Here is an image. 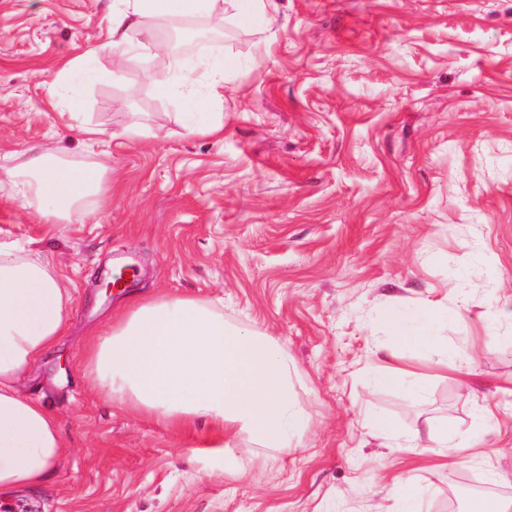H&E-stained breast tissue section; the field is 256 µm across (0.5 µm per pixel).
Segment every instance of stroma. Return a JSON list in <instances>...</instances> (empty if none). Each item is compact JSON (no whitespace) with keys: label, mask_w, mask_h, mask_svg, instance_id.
<instances>
[{"label":"stroma","mask_w":512,"mask_h":512,"mask_svg":"<svg viewBox=\"0 0 512 512\" xmlns=\"http://www.w3.org/2000/svg\"><path fill=\"white\" fill-rule=\"evenodd\" d=\"M113 0H0V157L34 145L84 158L49 84L106 35ZM272 25L226 23L224 136L188 134L157 95L154 51L100 58L73 89L112 132L99 163L112 197L95 222L49 232L0 185V227L52 261L72 290L69 330L25 391L58 418L68 452L14 512H448V483L512 499V0H276ZM139 126L140 138H123ZM138 277L99 288L113 268ZM224 300V317L272 337L295 372L298 447L206 451L211 428L149 421L99 397L87 346L130 296ZM447 312L434 367L392 346L380 316ZM424 377L382 388L378 366ZM469 434L457 463L396 454L366 419Z\"/></svg>","instance_id":"35a3bbf8"}]
</instances>
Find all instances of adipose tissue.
Instances as JSON below:
<instances>
[{"mask_svg": "<svg viewBox=\"0 0 512 512\" xmlns=\"http://www.w3.org/2000/svg\"><path fill=\"white\" fill-rule=\"evenodd\" d=\"M275 8L274 0H114L105 39L61 68L51 88L66 86L102 55L140 47L141 36L161 22L197 16L264 21ZM227 65L221 57L193 61L171 52L164 71L153 76L157 93L182 105L190 133L223 135L224 115L214 106L224 100ZM58 117L80 133L86 161L71 163L35 146L23 162L0 170L12 198L36 206L42 223L54 229L89 223L112 196V178L94 159L104 130L85 120L76 97ZM70 302L52 262L0 241V493L43 485L67 452L55 416L27 397L22 383L67 335ZM437 316L432 307L408 320L391 310L384 322L395 344L425 350L442 368L461 371L464 360L448 356L435 332ZM87 371L98 395L147 418L173 426L210 422L217 432L213 446L224 455L243 444L293 448L307 429L287 353L270 337L228 323L220 298L132 299L90 348Z\"/></svg>", "mask_w": 512, "mask_h": 512, "instance_id": "ef3b65f1", "label": "adipose tissue"}]
</instances>
